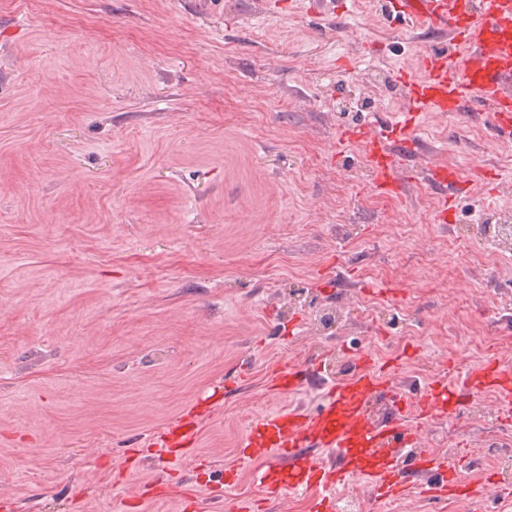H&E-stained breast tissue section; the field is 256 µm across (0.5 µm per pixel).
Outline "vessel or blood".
<instances>
[{
    "mask_svg": "<svg viewBox=\"0 0 512 512\" xmlns=\"http://www.w3.org/2000/svg\"><path fill=\"white\" fill-rule=\"evenodd\" d=\"M392 8L409 21L451 34L449 48L424 50L415 70L394 72L408 101L405 111L386 125L365 122L339 135L340 142L360 146L376 188L399 198L411 173L404 162L416 152L425 113L458 112L474 99L501 131L512 133V0H392ZM428 179L440 194L435 222L451 223L452 203L466 185L447 165L429 166ZM327 366L322 354L307 368L283 364L273 371L272 391L288 394L315 386L322 399L311 412L284 407L266 414L246 434L239 456L265 461L260 483L266 499L314 489V512H336L338 490L363 476L372 499L383 505L407 495L415 487L414 475L431 471L438 478L418 486L423 496L464 501L480 512L488 486L499 483L497 476L468 475L459 460L434 453L425 443L423 423L453 419L462 407L446 377L410 398L389 382L391 365L369 352L356 353L345 376H334ZM462 385L477 394L494 390L501 407L512 410V374L495 363L473 367ZM380 401L389 405L390 419L374 418L373 406ZM197 431V419L181 418L167 425L157 441L182 450Z\"/></svg>",
    "mask_w": 512,
    "mask_h": 512,
    "instance_id": "obj_1",
    "label": "vessel or blood"
}]
</instances>
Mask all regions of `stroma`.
<instances>
[{"mask_svg": "<svg viewBox=\"0 0 512 512\" xmlns=\"http://www.w3.org/2000/svg\"><path fill=\"white\" fill-rule=\"evenodd\" d=\"M312 2L0 0V512H233L263 498L237 456L253 421L320 402L275 394V366L368 351L414 391L486 362L478 337L512 351V255L483 231L512 205V137L474 106L427 113L396 208L351 201L362 151L339 131L407 107L367 73L448 38L384 0ZM432 164L468 185L449 224L411 221L438 204ZM322 306L344 328L313 334ZM200 402L188 456L151 446ZM497 409L465 399L428 448L512 442Z\"/></svg>", "mask_w": 512, "mask_h": 512, "instance_id": "35a3bbf8", "label": "stroma"}]
</instances>
